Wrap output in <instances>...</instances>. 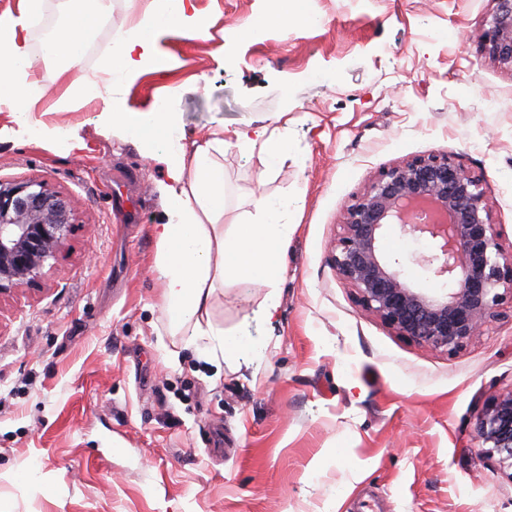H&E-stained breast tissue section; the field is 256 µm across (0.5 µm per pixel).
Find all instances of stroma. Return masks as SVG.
<instances>
[{
	"label": "stroma",
	"instance_id": "35a3bbf8",
	"mask_svg": "<svg viewBox=\"0 0 512 512\" xmlns=\"http://www.w3.org/2000/svg\"><path fill=\"white\" fill-rule=\"evenodd\" d=\"M209 36L171 25L165 57L118 99L167 100L188 140L247 124L287 150L224 149V222L254 195L288 199L286 272L272 324L258 283L217 290L211 320L260 344L208 361L169 335L152 225L161 158L103 131L99 100L52 115L81 148L0 141V181L39 180L75 230L41 286L0 294V512H512V470L480 421L512 391V320L450 356L363 312L330 255L344 207L383 169L448 153L484 184L512 244V71L481 51L492 0H195ZM129 170L140 221L116 223L112 174ZM384 255L414 263L429 238L389 226ZM125 452L101 460L105 436Z\"/></svg>",
	"mask_w": 512,
	"mask_h": 512
}]
</instances>
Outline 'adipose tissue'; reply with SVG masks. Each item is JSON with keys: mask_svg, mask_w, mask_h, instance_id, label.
Wrapping results in <instances>:
<instances>
[{"mask_svg": "<svg viewBox=\"0 0 512 512\" xmlns=\"http://www.w3.org/2000/svg\"><path fill=\"white\" fill-rule=\"evenodd\" d=\"M43 5L44 0H19L17 11L0 13V111H8L12 120L11 125L0 126V138L19 134L40 144L57 139L58 126L33 122L31 112L42 108L58 114L103 100L107 108L100 114L102 126L120 130L146 155L162 154L167 167V179L158 185L166 220L152 225L151 232L157 245L160 302L172 332L187 336L192 344L204 342L215 360L227 353L252 354L246 338L226 337L223 328L211 321L210 308L217 288L245 278L268 288L260 317L273 322L290 233L283 222L287 201L258 196L253 223L225 225L223 127L208 129L189 145L176 113L166 105L136 116L108 108L116 93L147 63L157 61L152 29L181 23L190 37L204 39L209 35L208 21L193 13V0H150L136 23L111 34V53L104 63L108 78L101 86L72 77L71 71L98 25L110 14L112 0H66L52 36L35 54L28 32ZM39 59L55 65L58 76H70L71 81L50 103H43L37 94L25 106H18V86L31 83Z\"/></svg>", "mask_w": 512, "mask_h": 512, "instance_id": "adipose-tissue-1", "label": "adipose tissue"}]
</instances>
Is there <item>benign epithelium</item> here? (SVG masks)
Masks as SVG:
<instances>
[{
  "instance_id": "7a95c632",
  "label": "benign epithelium",
  "mask_w": 512,
  "mask_h": 512,
  "mask_svg": "<svg viewBox=\"0 0 512 512\" xmlns=\"http://www.w3.org/2000/svg\"><path fill=\"white\" fill-rule=\"evenodd\" d=\"M481 51L512 71V0H493ZM429 237L433 251L415 262L448 283L443 298L407 283L377 242L384 227ZM65 198L43 182L0 181V294L36 287L46 262L71 234ZM331 255L355 302L393 333L436 351L464 350L487 324L512 312V252H507L482 180L446 154H428L379 172L346 207ZM480 431L489 454L512 469V392L495 397Z\"/></svg>"
}]
</instances>
